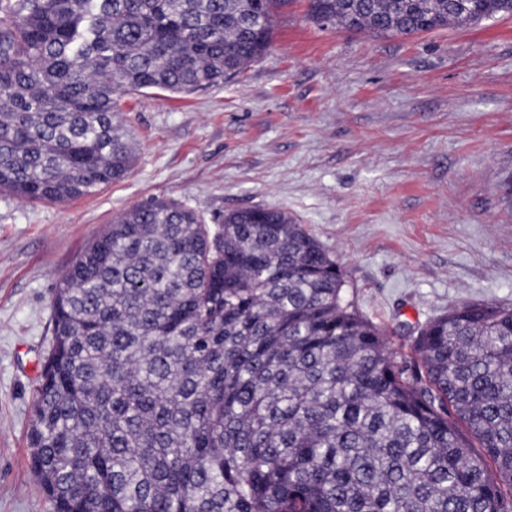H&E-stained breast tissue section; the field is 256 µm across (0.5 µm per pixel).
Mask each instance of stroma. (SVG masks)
<instances>
[{
	"instance_id": "35a3bbf8",
	"label": "stroma",
	"mask_w": 512,
	"mask_h": 512,
	"mask_svg": "<svg viewBox=\"0 0 512 512\" xmlns=\"http://www.w3.org/2000/svg\"><path fill=\"white\" fill-rule=\"evenodd\" d=\"M307 10L288 0L265 55L220 84L127 96L138 162L124 180L64 203L0 193V512L49 509L28 429L58 278L150 198L210 225L288 212L396 351L462 303L512 305V15L404 38Z\"/></svg>"
}]
</instances>
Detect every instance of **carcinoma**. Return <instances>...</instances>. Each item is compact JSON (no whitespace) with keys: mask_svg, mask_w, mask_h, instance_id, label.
I'll return each instance as SVG.
<instances>
[{"mask_svg":"<svg viewBox=\"0 0 512 512\" xmlns=\"http://www.w3.org/2000/svg\"><path fill=\"white\" fill-rule=\"evenodd\" d=\"M279 0H0V192L91 195L136 162L123 97L189 94L270 45ZM410 36L512 0H310ZM28 433L49 512H512V306L463 303L409 355L287 212L211 232L155 198L63 273Z\"/></svg>","mask_w":512,"mask_h":512,"instance_id":"obj_1","label":"carcinoma"}]
</instances>
